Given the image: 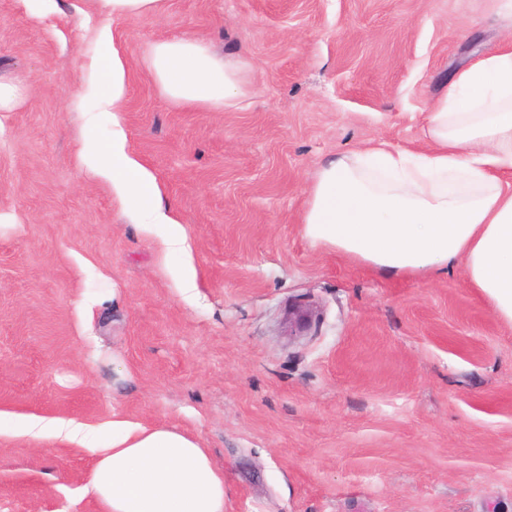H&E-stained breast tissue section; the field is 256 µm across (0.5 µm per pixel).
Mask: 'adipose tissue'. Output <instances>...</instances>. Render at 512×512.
Wrapping results in <instances>:
<instances>
[{
    "mask_svg": "<svg viewBox=\"0 0 512 512\" xmlns=\"http://www.w3.org/2000/svg\"><path fill=\"white\" fill-rule=\"evenodd\" d=\"M497 51L455 71L428 117L426 149L386 144L340 154L318 167L302 224L313 244L345 254L387 278L422 277L463 262L467 280L493 315L512 325V0ZM96 108L119 111L128 79L124 62L101 33ZM149 69L172 100L224 110L235 106L243 69L213 55L197 38L153 45ZM85 161L112 181L126 213L161 224L168 250L185 248V229L163 209L154 175L115 133L104 144L85 137ZM50 434L97 445L89 487L102 512H224V475L200 442L162 426L123 420L96 430L64 419L0 414V429Z\"/></svg>",
    "mask_w": 512,
    "mask_h": 512,
    "instance_id": "1",
    "label": "adipose tissue"
}]
</instances>
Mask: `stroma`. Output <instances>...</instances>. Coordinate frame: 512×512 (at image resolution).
I'll list each match as a JSON object with an SVG mask.
<instances>
[{
  "label": "stroma",
  "mask_w": 512,
  "mask_h": 512,
  "mask_svg": "<svg viewBox=\"0 0 512 512\" xmlns=\"http://www.w3.org/2000/svg\"><path fill=\"white\" fill-rule=\"evenodd\" d=\"M493 0H0V412L162 425L224 474V512H512V326L463 265L387 279L304 238L309 177L371 141L426 145L451 74L495 50ZM128 74L85 98L98 34ZM192 36L244 68L213 111L170 100L151 46ZM122 130L187 254L122 213L78 157ZM312 309L308 335L288 313ZM92 448L0 434V512H101ZM99 10L110 18L156 15L165 0H96ZM101 41L103 51L92 63V68L99 75L96 108L99 112H120L128 88L124 62L113 41L111 45L109 29L102 31ZM28 96L18 81L0 76V112H12Z\"/></svg>",
  "instance_id": "1"
}]
</instances>
